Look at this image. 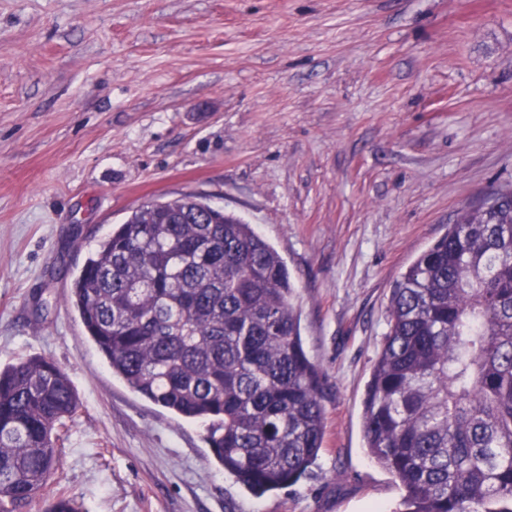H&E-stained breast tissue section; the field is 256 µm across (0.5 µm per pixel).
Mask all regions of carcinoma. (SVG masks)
<instances>
[{
	"label": "carcinoma",
	"instance_id": "carcinoma-1",
	"mask_svg": "<svg viewBox=\"0 0 512 512\" xmlns=\"http://www.w3.org/2000/svg\"><path fill=\"white\" fill-rule=\"evenodd\" d=\"M293 288L252 225L181 197L113 227L69 299L112 374L205 424L214 458L261 497L308 477L325 437ZM79 408L53 360L0 368V512L42 496ZM363 430L401 492L394 512H512L511 184L462 207L392 286ZM43 512L82 510L58 494Z\"/></svg>",
	"mask_w": 512,
	"mask_h": 512
}]
</instances>
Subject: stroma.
Segmentation results:
<instances>
[{"label":"stroma","instance_id":"stroma-1","mask_svg":"<svg viewBox=\"0 0 512 512\" xmlns=\"http://www.w3.org/2000/svg\"><path fill=\"white\" fill-rule=\"evenodd\" d=\"M512 183V0H0V364L81 401L45 496L86 512H393L363 399L393 284ZM252 224L324 376L310 478L254 497L113 376L67 290L143 204Z\"/></svg>","mask_w":512,"mask_h":512}]
</instances>
